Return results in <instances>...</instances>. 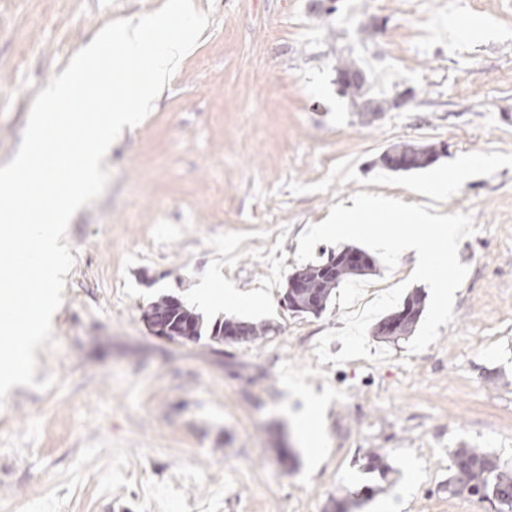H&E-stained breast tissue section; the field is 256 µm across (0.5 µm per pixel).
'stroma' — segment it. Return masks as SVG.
<instances>
[{
  "instance_id": "obj_1",
  "label": "stroma",
  "mask_w": 512,
  "mask_h": 512,
  "mask_svg": "<svg viewBox=\"0 0 512 512\" xmlns=\"http://www.w3.org/2000/svg\"><path fill=\"white\" fill-rule=\"evenodd\" d=\"M164 2L0 0V165L37 94L98 29ZM196 2L207 30L68 227L56 345L36 356V381L57 384L17 387L0 406V512H328L366 485L353 512H380L401 485V512H495L449 494L448 475L462 446L512 471V0H365L355 20L352 0ZM458 16L479 28L456 32ZM345 57L390 109L355 112L336 82ZM399 142L447 153L412 172L378 166ZM437 176L452 184L440 207L476 227L459 247L470 272L453 321L418 354L374 338L382 361L319 363V337L343 329L353 298L406 281L414 260L376 263L321 315L299 316L281 305L299 235L357 192L425 203ZM214 269L263 304L203 319L273 332L182 344L146 329L150 302L189 301ZM370 449L387 481L359 467Z\"/></svg>"
}]
</instances>
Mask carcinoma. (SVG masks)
<instances>
[{"mask_svg": "<svg viewBox=\"0 0 512 512\" xmlns=\"http://www.w3.org/2000/svg\"><path fill=\"white\" fill-rule=\"evenodd\" d=\"M360 70L356 62L350 58L339 60L336 67V80L344 95L350 97L358 112H370L375 107L388 105V100L379 98L371 93L369 83H349L344 77ZM400 154L407 161L405 170H419L431 165L439 156L435 145H420L403 143L389 148V152L379 157V163L385 168L388 164V153ZM338 253L332 251L320 260L312 262L296 270L293 276L305 281L307 288L303 294L288 298L283 293V305L296 314H319L323 312L335 292L345 280L350 277L363 275L369 269L367 265L350 267L344 264L336 265V274L324 273V267L331 263ZM425 307V295L415 290L403 301L399 311L407 312L406 320L392 332V337L401 338L409 335L419 322ZM145 318L157 319L167 327L168 338L172 341L197 342L207 336L215 341L224 340L225 322L216 321L211 325L205 324L199 314L193 312L176 301L171 295H163L153 301L144 311ZM240 329L238 341H254L267 335L271 328L267 324H254L245 321L237 322ZM453 466L448 477V493L454 494L460 490H468L469 494L480 499L488 500L500 506V512H512V472L503 470L497 460L489 453L478 448H456L450 452ZM364 469L379 473L381 479H386L391 472L389 464L377 454L364 455Z\"/></svg>", "mask_w": 512, "mask_h": 512, "instance_id": "1", "label": "carcinoma"}]
</instances>
